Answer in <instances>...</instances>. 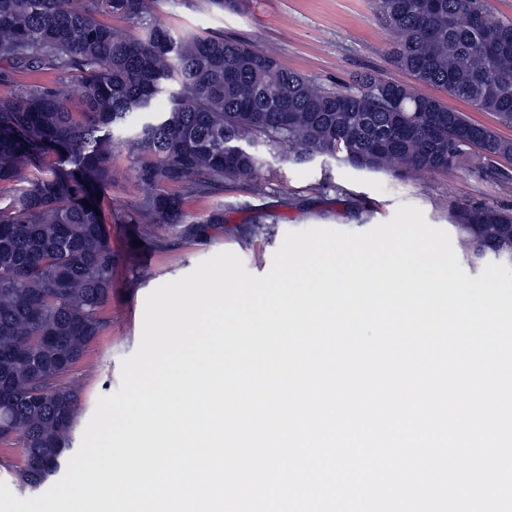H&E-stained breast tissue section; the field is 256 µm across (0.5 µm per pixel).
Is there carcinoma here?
Returning <instances> with one entry per match:
<instances>
[{"mask_svg": "<svg viewBox=\"0 0 512 512\" xmlns=\"http://www.w3.org/2000/svg\"><path fill=\"white\" fill-rule=\"evenodd\" d=\"M157 0H0V72L71 75L69 93L34 82L0 96V442L18 445L19 486L61 472L82 411L68 380L103 322L115 255L100 208L123 133L145 155L153 193L125 223L183 224L177 184L204 200L248 179L268 153L339 158L359 170L448 173L471 162L512 176V139L440 98L433 87L512 126V21L486 0H373L392 35L390 62L414 84L368 75L333 89L223 35L174 37ZM134 21L125 32L101 15ZM168 95L169 107L155 109ZM498 157L492 161L491 157ZM89 205L82 204V201ZM452 227L471 264H512V210L457 206Z\"/></svg>", "mask_w": 512, "mask_h": 512, "instance_id": "carcinoma-1", "label": "carcinoma"}]
</instances>
